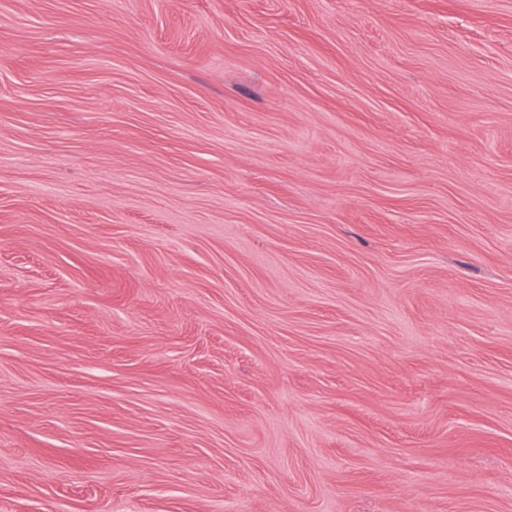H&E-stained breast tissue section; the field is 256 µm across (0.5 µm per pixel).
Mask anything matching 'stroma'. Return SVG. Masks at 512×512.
Listing matches in <instances>:
<instances>
[{"label": "stroma", "mask_w": 512, "mask_h": 512, "mask_svg": "<svg viewBox=\"0 0 512 512\" xmlns=\"http://www.w3.org/2000/svg\"><path fill=\"white\" fill-rule=\"evenodd\" d=\"M0 512H512V0H0Z\"/></svg>", "instance_id": "1"}]
</instances>
